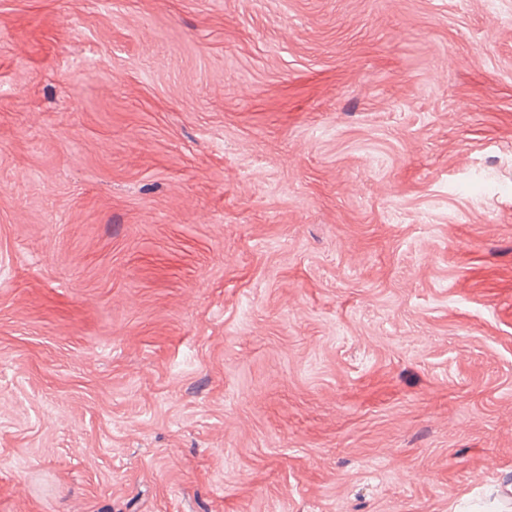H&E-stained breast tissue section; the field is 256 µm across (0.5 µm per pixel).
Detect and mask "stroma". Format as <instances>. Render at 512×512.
<instances>
[{"mask_svg":"<svg viewBox=\"0 0 512 512\" xmlns=\"http://www.w3.org/2000/svg\"><path fill=\"white\" fill-rule=\"evenodd\" d=\"M512 0H0V512H512Z\"/></svg>","mask_w":512,"mask_h":512,"instance_id":"35a3bbf8","label":"stroma"}]
</instances>
